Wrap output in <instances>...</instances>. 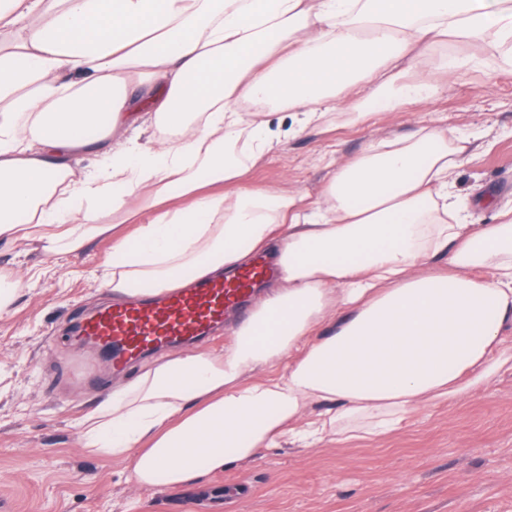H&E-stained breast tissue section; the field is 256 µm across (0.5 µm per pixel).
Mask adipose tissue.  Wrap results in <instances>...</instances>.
I'll list each match as a JSON object with an SVG mask.
<instances>
[{"label": "adipose tissue", "mask_w": 512, "mask_h": 512, "mask_svg": "<svg viewBox=\"0 0 512 512\" xmlns=\"http://www.w3.org/2000/svg\"><path fill=\"white\" fill-rule=\"evenodd\" d=\"M453 38L512 61V0H0V238L28 221L73 253L149 214L104 263L116 303L268 253L279 269L223 352L155 357L78 420L88 454L176 487L284 438L382 440L512 361V206L483 194L495 223H465L470 137L370 143L304 215L298 191L244 183L276 138L267 106L321 124L365 80L373 108L426 103L461 60L387 72Z\"/></svg>", "instance_id": "adipose-tissue-1"}]
</instances>
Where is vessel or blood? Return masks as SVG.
<instances>
[{
  "label": "vessel or blood",
  "mask_w": 512,
  "mask_h": 512,
  "mask_svg": "<svg viewBox=\"0 0 512 512\" xmlns=\"http://www.w3.org/2000/svg\"><path fill=\"white\" fill-rule=\"evenodd\" d=\"M266 274L265 266L257 265L231 280H209L189 293L172 292L159 303L106 307L85 317L78 332L111 348L112 367L119 371L145 351L209 336L231 309L249 300L251 283Z\"/></svg>",
  "instance_id": "b4317fda"
}]
</instances>
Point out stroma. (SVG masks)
<instances>
[{"instance_id":"1","label":"stroma","mask_w":512,"mask_h":512,"mask_svg":"<svg viewBox=\"0 0 512 512\" xmlns=\"http://www.w3.org/2000/svg\"><path fill=\"white\" fill-rule=\"evenodd\" d=\"M446 52L474 63L442 82L428 103L370 113L365 101L374 87L363 84L357 107L281 136L248 183L296 189L315 205L335 162L371 141L440 125L478 136L455 177L461 200L485 190L512 205V65L501 63L492 44L454 42L390 72L411 81ZM131 230L119 225L62 256L31 239L0 246V276L26 279L10 313L0 316V512H512L508 366L480 397L424 408L380 441L285 444L177 488L138 487L122 460L87 455L73 422L123 378L112 374L102 349L74 350L72 326L105 307L102 265ZM79 356L98 362V379L73 371Z\"/></svg>"}]
</instances>
